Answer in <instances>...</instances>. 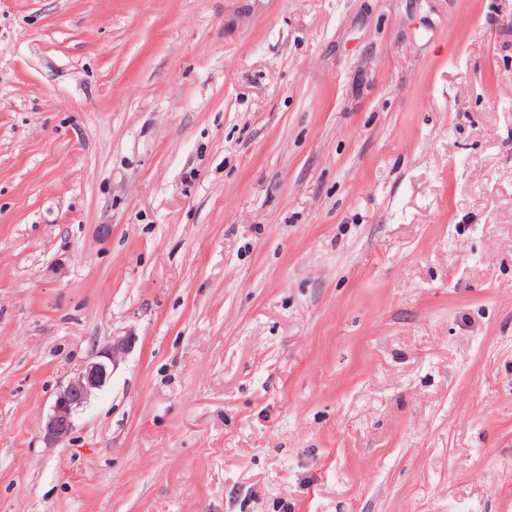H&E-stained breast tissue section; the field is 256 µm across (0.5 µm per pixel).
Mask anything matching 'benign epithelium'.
Returning <instances> with one entry per match:
<instances>
[{"mask_svg":"<svg viewBox=\"0 0 512 512\" xmlns=\"http://www.w3.org/2000/svg\"><path fill=\"white\" fill-rule=\"evenodd\" d=\"M127 348V341L119 340L99 353V359L83 364L76 369L66 386L57 393L47 417L43 433L51 444L64 442L70 435L75 416L101 389L111 370L119 364Z\"/></svg>","mask_w":512,"mask_h":512,"instance_id":"obj_1","label":"benign epithelium"}]
</instances>
